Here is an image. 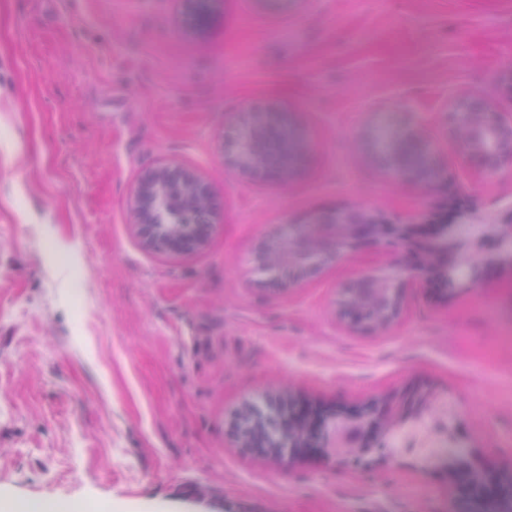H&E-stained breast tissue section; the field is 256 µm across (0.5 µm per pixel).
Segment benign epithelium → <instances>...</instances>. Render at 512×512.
Returning a JSON list of instances; mask_svg holds the SVG:
<instances>
[{"instance_id":"1","label":"benign epithelium","mask_w":512,"mask_h":512,"mask_svg":"<svg viewBox=\"0 0 512 512\" xmlns=\"http://www.w3.org/2000/svg\"><path fill=\"white\" fill-rule=\"evenodd\" d=\"M188 23L205 28L215 0H191ZM442 113L443 138L452 144L477 180L512 175V113L492 111L486 100L472 94L450 97ZM435 116H420L385 136L364 133L365 157L384 175L408 182L426 194L448 181V158L435 146L430 126ZM310 142L304 128L267 112H245L237 129L232 167L241 175L292 181L307 157ZM215 211L214 194L194 171L163 161L137 179L132 224L142 246L161 255L188 256L208 243ZM429 208L393 223L379 210L354 205L317 210L302 222L279 224L261 241L253 267L258 284L273 292L297 286L329 265L371 246L392 256L388 269L363 272L339 289L336 315L352 328L386 333L401 310L406 289L424 280L456 288L453 271L465 263H512V224L491 220L480 234L498 242L493 260L475 261L472 241L456 233L453 224H426ZM455 402L432 392L412 390L381 409L369 401L359 408L311 411L303 406L278 408L271 415L247 417L241 447L264 460L291 462L308 450L339 462H361L376 450L390 457L422 454L419 429L429 422L449 437L458 435ZM448 483L465 481L475 512H512V467L490 470L468 454L450 453L434 459Z\"/></svg>"}]
</instances>
